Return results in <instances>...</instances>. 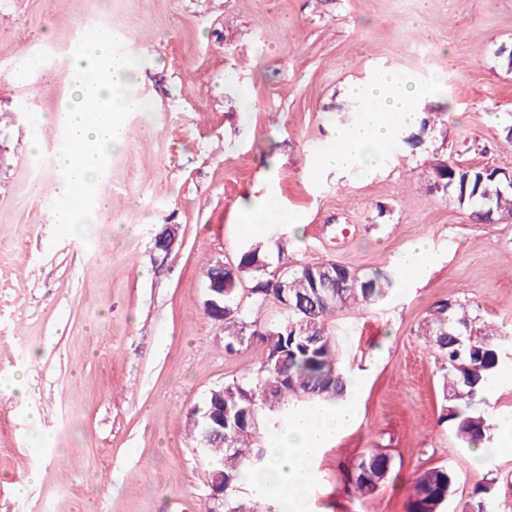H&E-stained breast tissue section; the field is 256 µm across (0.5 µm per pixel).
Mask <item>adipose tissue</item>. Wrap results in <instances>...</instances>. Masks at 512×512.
Here are the masks:
<instances>
[{
    "label": "adipose tissue",
    "mask_w": 512,
    "mask_h": 512,
    "mask_svg": "<svg viewBox=\"0 0 512 512\" xmlns=\"http://www.w3.org/2000/svg\"><path fill=\"white\" fill-rule=\"evenodd\" d=\"M114 31L96 34L73 59L75 92L57 116L67 140L57 156L60 179L49 204L55 223L78 224L89 199L105 207L101 195L103 174L112 152L124 149L133 136L121 116L144 112L145 100L131 87L134 70L112 65L109 59ZM428 85L404 81L393 73H380L372 82L352 84L348 95L358 104L359 121L337 128L336 141L320 158L321 169L346 172L387 158L393 144L417 125ZM355 412L349 402L325 405L289 400L281 408L277 443L263 470L241 476L247 485L273 488L272 512H309L311 460L329 439L346 429Z\"/></svg>",
    "instance_id": "1"
}]
</instances>
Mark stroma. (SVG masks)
<instances>
[{
	"instance_id": "stroma-1",
	"label": "stroma",
	"mask_w": 512,
	"mask_h": 512,
	"mask_svg": "<svg viewBox=\"0 0 512 512\" xmlns=\"http://www.w3.org/2000/svg\"><path fill=\"white\" fill-rule=\"evenodd\" d=\"M105 28L132 43L117 62L137 69L150 109L124 115L135 137L108 160L111 223L76 233L45 205L65 139L54 116L82 36ZM33 43L48 52L42 80L19 65ZM503 46L512 0H0V512H204L216 457L193 414L263 356L257 340L225 353L205 269L280 236L293 259L362 274L430 245L425 278L333 319L356 418L313 461L311 512H404L416 474L437 465L456 473L445 512L486 483L495 512H512V354L480 405L500 449L476 469L441 419L446 367L417 334L456 298L512 330V223L473 222L430 169L437 153L512 171ZM384 70L435 84L447 125L417 151L396 144L385 167L321 171L357 117L347 85ZM268 191L296 227L270 218L242 232V210ZM171 224L167 255L155 243ZM378 449L389 478L351 496L352 464Z\"/></svg>"
}]
</instances>
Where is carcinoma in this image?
I'll return each mask as SVG.
<instances>
[{
    "label": "carcinoma",
    "mask_w": 512,
    "mask_h": 512,
    "mask_svg": "<svg viewBox=\"0 0 512 512\" xmlns=\"http://www.w3.org/2000/svg\"><path fill=\"white\" fill-rule=\"evenodd\" d=\"M433 112L421 120L420 129L403 143L416 150L423 134L436 124ZM434 187L451 190L454 200L476 223H491L512 213V188L497 169L464 166L446 155L431 162ZM278 267L270 268L262 243L246 246L234 264L236 273L224 271V312L209 318L224 325V351L232 353L253 339L261 340L264 357L259 367L224 384V435L215 437L205 451L224 456V512H255L251 500L239 496L240 477L245 469L264 468L268 448L257 439L263 423L277 427L284 401L291 397L336 403L349 396V381L339 369V346L329 319L355 305L384 298L396 281L393 270H376L362 276L337 262L303 261L288 264V242L277 239ZM251 275L247 298L240 287ZM358 279L355 288H343L339 277ZM288 279V290L279 282ZM280 307V319L261 330L259 313L268 304ZM418 335L448 364L442 385L443 419L461 442L475 448L491 445L493 427L478 405L485 401L487 385L496 376L504 337L491 324H476L467 302L444 300L437 303L419 326ZM392 467L389 454L375 451L359 456L351 467L352 493L369 495L378 490ZM455 484L454 472L441 465L427 468L413 480L412 493L404 512H443ZM492 488L477 486L463 512H493Z\"/></svg>",
    "instance_id": "carcinoma-1"
}]
</instances>
